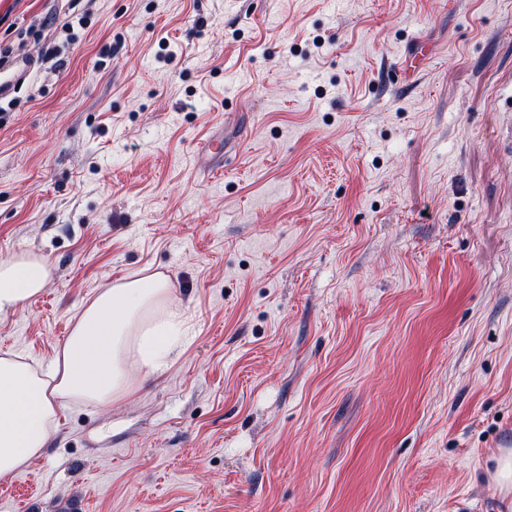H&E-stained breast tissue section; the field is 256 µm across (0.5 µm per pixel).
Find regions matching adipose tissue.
<instances>
[{
	"mask_svg": "<svg viewBox=\"0 0 512 512\" xmlns=\"http://www.w3.org/2000/svg\"><path fill=\"white\" fill-rule=\"evenodd\" d=\"M52 279L46 260L21 251L0 261V321L23 311ZM192 327L174 305L168 274L141 270L86 301L47 367L0 352V479L39 458L67 405L102 409L132 396L186 348Z\"/></svg>",
	"mask_w": 512,
	"mask_h": 512,
	"instance_id": "ef3b65f1",
	"label": "adipose tissue"
}]
</instances>
